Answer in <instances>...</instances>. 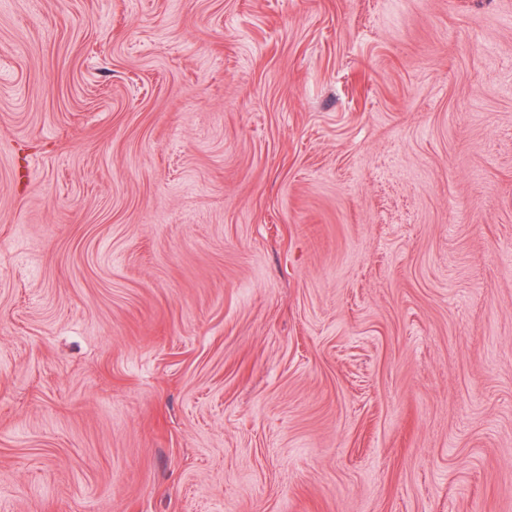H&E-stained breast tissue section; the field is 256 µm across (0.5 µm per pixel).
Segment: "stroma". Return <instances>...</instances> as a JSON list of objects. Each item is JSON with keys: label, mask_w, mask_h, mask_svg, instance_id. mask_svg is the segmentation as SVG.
<instances>
[{"label": "stroma", "mask_w": 512, "mask_h": 512, "mask_svg": "<svg viewBox=\"0 0 512 512\" xmlns=\"http://www.w3.org/2000/svg\"><path fill=\"white\" fill-rule=\"evenodd\" d=\"M0 512H512V0H0Z\"/></svg>", "instance_id": "stroma-1"}]
</instances>
